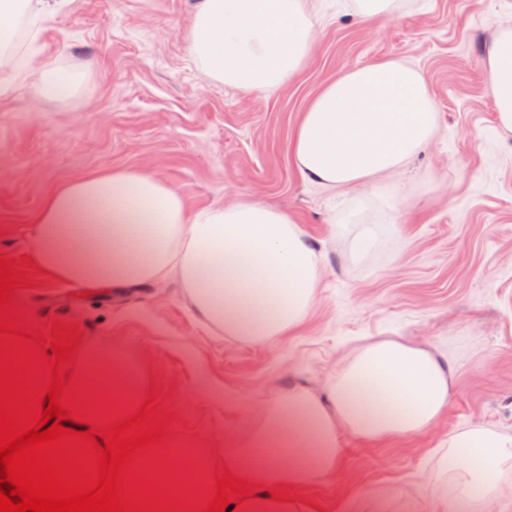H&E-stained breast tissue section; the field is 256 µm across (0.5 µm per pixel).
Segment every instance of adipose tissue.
<instances>
[{
  "instance_id": "obj_1",
  "label": "adipose tissue",
  "mask_w": 512,
  "mask_h": 512,
  "mask_svg": "<svg viewBox=\"0 0 512 512\" xmlns=\"http://www.w3.org/2000/svg\"><path fill=\"white\" fill-rule=\"evenodd\" d=\"M63 0H0V66L34 71L35 96L64 100L85 79L79 67L6 62L19 26L37 31ZM306 0H203L189 38L195 67L225 85L272 90L301 69L316 36ZM490 91L502 130L512 132V32L488 46ZM439 131L421 71L390 60L349 69L304 112L293 138L302 178L342 193L394 189L407 162ZM28 245L40 265L77 285L139 288L175 282L200 322L252 345L287 334L308 316L322 253L287 212L242 199L188 211L180 192L150 173L112 170L69 180L46 199ZM76 367L117 408L136 410L144 392L138 367L106 347L81 350ZM456 365L447 351L398 338L357 347L318 387L294 383L248 419L224 428V464L258 484L246 512H317L305 502H276L270 487L299 489L335 475L344 436L378 441L431 429L448 406ZM167 451L203 490L212 456L168 441ZM466 476L458 498L480 493L512 512V493L495 481L512 462V434L480 424L449 431L435 448Z\"/></svg>"
}]
</instances>
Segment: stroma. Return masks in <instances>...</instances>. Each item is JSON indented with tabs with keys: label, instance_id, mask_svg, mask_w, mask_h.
Returning <instances> with one entry per match:
<instances>
[{
	"label": "stroma",
	"instance_id": "1",
	"mask_svg": "<svg viewBox=\"0 0 512 512\" xmlns=\"http://www.w3.org/2000/svg\"><path fill=\"white\" fill-rule=\"evenodd\" d=\"M202 0H71L16 50L86 79L65 101L17 81L0 96V254L28 255L46 197L69 179L112 169L171 184L194 211L240 199L292 215L324 252L307 320L272 342L210 333L175 285L91 289L44 274L19 290L37 321L77 324L83 344L122 349L166 392L175 436L223 462L224 423L257 411L288 383L318 385L359 338L400 336L448 350L458 365L448 408L430 430L383 441L346 439L336 474L302 488L322 512H433L430 451L463 423L512 433V134L488 92L486 46L512 30V0H395L392 18L327 15L303 67L276 90L244 91L188 61ZM387 60L417 66L439 134L406 165L381 209L358 192L330 199L303 180L295 129L343 70ZM358 212L338 229L335 210ZM383 225L371 248L362 235Z\"/></svg>",
	"mask_w": 512,
	"mask_h": 512
}]
</instances>
